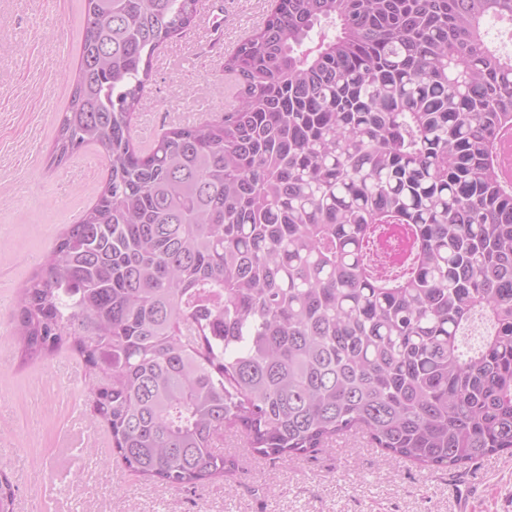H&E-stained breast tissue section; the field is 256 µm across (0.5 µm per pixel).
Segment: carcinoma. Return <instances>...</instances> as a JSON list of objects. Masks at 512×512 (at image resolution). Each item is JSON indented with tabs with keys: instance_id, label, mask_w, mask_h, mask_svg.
Wrapping results in <instances>:
<instances>
[{
	"instance_id": "1",
	"label": "carcinoma",
	"mask_w": 512,
	"mask_h": 512,
	"mask_svg": "<svg viewBox=\"0 0 512 512\" xmlns=\"http://www.w3.org/2000/svg\"><path fill=\"white\" fill-rule=\"evenodd\" d=\"M199 0H85L52 147L108 180L21 288L28 360L67 347L126 469L195 489L224 428L292 461L351 431L455 468L512 454V0H277L224 60L235 104L137 147L158 48Z\"/></svg>"
}]
</instances>
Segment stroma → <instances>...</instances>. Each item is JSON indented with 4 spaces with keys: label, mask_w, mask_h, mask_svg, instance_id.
Masks as SVG:
<instances>
[{
    "label": "stroma",
    "mask_w": 512,
    "mask_h": 512,
    "mask_svg": "<svg viewBox=\"0 0 512 512\" xmlns=\"http://www.w3.org/2000/svg\"><path fill=\"white\" fill-rule=\"evenodd\" d=\"M271 0H203L190 30L153 60L134 135L221 117L224 59L260 26ZM84 0H0V476L14 512H512V456L432 470L385 456L363 438L288 462H257L225 437L234 472L195 489L142 479L116 464L105 425L88 427L93 395L80 358L26 361L11 334L24 283L98 199L104 156L86 145L52 157L71 101Z\"/></svg>",
    "instance_id": "1"
}]
</instances>
